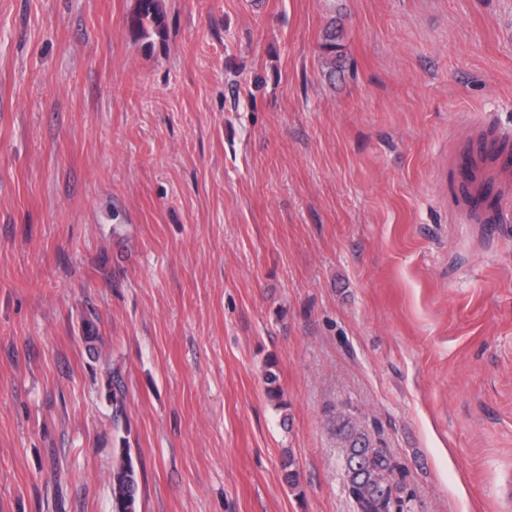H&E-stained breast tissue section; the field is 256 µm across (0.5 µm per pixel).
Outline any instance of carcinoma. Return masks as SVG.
I'll list each match as a JSON object with an SVG mask.
<instances>
[{"mask_svg":"<svg viewBox=\"0 0 512 512\" xmlns=\"http://www.w3.org/2000/svg\"><path fill=\"white\" fill-rule=\"evenodd\" d=\"M161 19L156 0H138L137 14L132 20V29L147 37L161 32ZM322 53L336 64L342 60L343 45L336 27L329 26L320 43ZM266 395L275 405H282L283 393L277 385L274 371H265ZM336 438L342 448V470L344 483L353 494L352 502L357 512H380L381 495L387 478L405 479L407 471L395 462L384 449L373 443L367 430L352 414L340 412L336 415ZM112 512H138V476L129 454L119 453L112 465Z\"/></svg>","mask_w":512,"mask_h":512,"instance_id":"1","label":"carcinoma"}]
</instances>
